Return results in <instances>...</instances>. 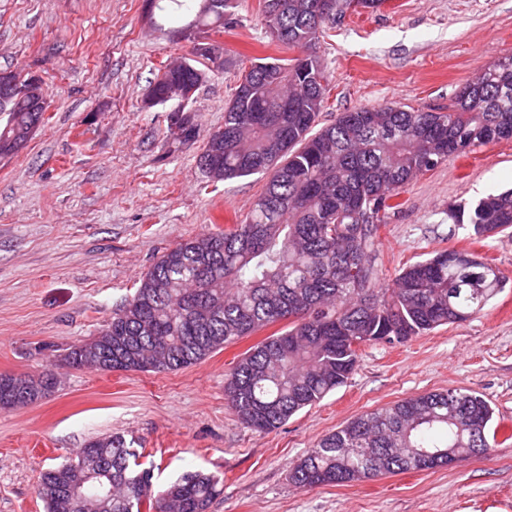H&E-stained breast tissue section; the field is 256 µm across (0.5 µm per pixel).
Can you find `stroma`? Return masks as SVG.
<instances>
[{"label": "stroma", "mask_w": 512, "mask_h": 512, "mask_svg": "<svg viewBox=\"0 0 512 512\" xmlns=\"http://www.w3.org/2000/svg\"><path fill=\"white\" fill-rule=\"evenodd\" d=\"M263 0H239L236 27L202 33L231 60L189 106L194 139L174 141L171 106L151 84L191 41L157 30L145 0H0V70L37 75L48 121L0 158V373L60 380L49 397L0 410V512H45L41 470L93 440L135 439L165 486L202 471L221 478L207 512H512V234L474 242L448 232V208L512 187V140L475 148L412 181L381 228L383 285L441 249L492 260L507 281L484 311L401 344L361 346L347 383L263 433L242 425L224 378L259 331L174 372H100L67 365L167 250L243 221L264 177L211 182L198 159L256 59L280 56L261 24ZM512 53V0H386L350 12L316 45L331 89L320 125L397 104L447 106L459 88ZM482 395L509 433L450 467L302 488L292 466L351 418L431 391Z\"/></svg>", "instance_id": "obj_1"}]
</instances>
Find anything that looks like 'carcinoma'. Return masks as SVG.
<instances>
[{
	"mask_svg": "<svg viewBox=\"0 0 512 512\" xmlns=\"http://www.w3.org/2000/svg\"><path fill=\"white\" fill-rule=\"evenodd\" d=\"M186 0H149L166 18L183 17ZM267 32L292 58L256 62L200 156L212 181L268 176L245 221L189 238L165 252L133 296L92 338L65 358L99 371H177L278 322L288 325L252 346L225 375L224 395L239 421L256 431L279 428L347 383L360 347L402 343L479 314L506 286L491 264L455 249L438 250L380 285L378 232L398 212L417 177L474 148L512 140V54L465 83L439 112L394 105L362 107L318 126L330 88L313 47L324 25L350 0H264ZM238 0H201L176 33L190 36L236 19ZM213 43L193 46L184 65L152 85L165 105L173 82L197 90L211 70ZM0 102V157L14 154L45 125L29 111L27 79ZM288 99V111L276 112ZM449 235L467 228L492 237L512 228V190L448 208ZM22 405L50 395L53 373L26 376ZM494 410L475 392L432 391L363 414L324 436L291 469L306 488L343 485L420 470L416 455L450 451L459 459L487 453ZM135 439L110 435L43 471L37 492L47 512H207L221 481L186 473L163 489L141 468ZM79 477L83 503L67 486Z\"/></svg>",
	"mask_w": 512,
	"mask_h": 512,
	"instance_id": "cac0c4a2",
	"label": "carcinoma"
}]
</instances>
